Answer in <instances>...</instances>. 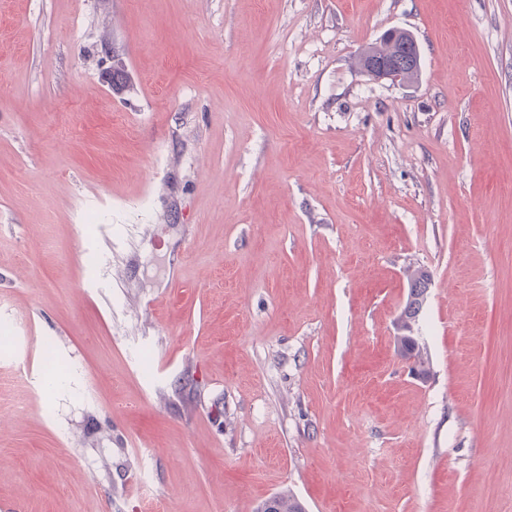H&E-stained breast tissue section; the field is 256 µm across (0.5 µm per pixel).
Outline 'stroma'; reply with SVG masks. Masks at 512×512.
<instances>
[{
	"label": "stroma",
	"mask_w": 512,
	"mask_h": 512,
	"mask_svg": "<svg viewBox=\"0 0 512 512\" xmlns=\"http://www.w3.org/2000/svg\"><path fill=\"white\" fill-rule=\"evenodd\" d=\"M5 327L0 512H512V0H0ZM406 31L394 30L389 38H382L381 41L366 47L360 55L359 64L363 72L373 80H389L392 83H404L403 63L396 59L375 58L365 65L369 58L393 57L401 51L402 44L407 38ZM365 65V66H364ZM428 278H431L430 273L422 268L416 269L410 277V288L407 300L398 318L400 322V328L404 332L410 333L413 325L419 321V317L423 308L420 299V294L422 293L423 289L418 288V286L423 285V283ZM270 499V500H268ZM262 502L265 512H305L303 503L291 493H277ZM260 505V506H261ZM259 506V507H260ZM258 507V508H259ZM257 508V509H258Z\"/></svg>",
	"instance_id": "1"
}]
</instances>
